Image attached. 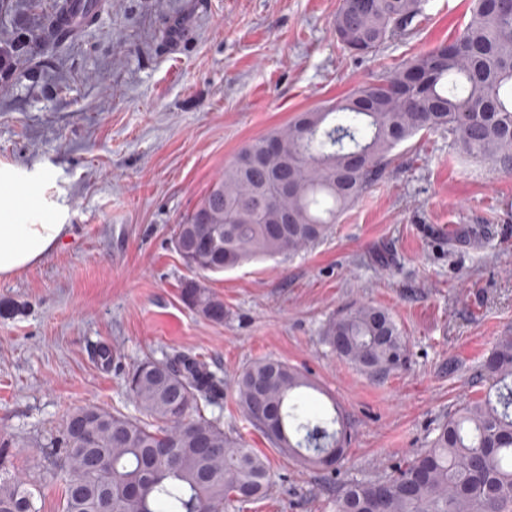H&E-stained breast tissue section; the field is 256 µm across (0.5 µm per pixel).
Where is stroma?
<instances>
[{"label":"stroma","instance_id":"1","mask_svg":"<svg viewBox=\"0 0 512 512\" xmlns=\"http://www.w3.org/2000/svg\"><path fill=\"white\" fill-rule=\"evenodd\" d=\"M340 3L107 0L52 50L38 33L55 0L0 8V41L26 45L0 73V177L43 197L0 199V222L70 227L0 279V470L35 482L39 512H62L66 413L138 417L125 377L148 357L206 360L224 391L205 415L268 458L269 495L224 512H336L345 484L388 475L484 394L476 371L512 334V168L467 157L446 132L398 146L331 235L294 257L198 276L173 249L176 224L245 144L453 40L470 18V0H428L420 31L362 56L337 41ZM194 277L223 300V322L182 303ZM358 304L394 317L405 367L371 377L322 342L326 321ZM264 358L306 373L313 404L341 411L352 440L334 477L281 455L241 412L233 380Z\"/></svg>","mask_w":512,"mask_h":512}]
</instances>
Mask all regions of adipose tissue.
I'll list each match as a JSON object with an SVG mask.
<instances>
[{
    "label": "adipose tissue",
    "mask_w": 512,
    "mask_h": 512,
    "mask_svg": "<svg viewBox=\"0 0 512 512\" xmlns=\"http://www.w3.org/2000/svg\"><path fill=\"white\" fill-rule=\"evenodd\" d=\"M68 230L65 224H0V278L40 262Z\"/></svg>",
    "instance_id": "ef3b65f1"
}]
</instances>
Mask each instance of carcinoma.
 I'll return each mask as SVG.
<instances>
[{"mask_svg": "<svg viewBox=\"0 0 512 512\" xmlns=\"http://www.w3.org/2000/svg\"><path fill=\"white\" fill-rule=\"evenodd\" d=\"M426 0H342L336 36L375 54L417 29ZM454 136L467 155L512 165V0H472L464 30L344 100L299 113L242 147L224 175L176 225L183 264L221 273L250 257L293 254L319 243L374 186L392 151L421 131ZM180 298L221 323L224 301L196 279ZM322 339L369 376L406 361L390 313L360 304L330 319ZM477 378L484 396L461 403L428 448L379 480L345 485L336 512H512V335L490 348ZM221 380L199 359H146L127 374L141 417L91 405L69 412L57 447L66 480L62 512H224L233 499L269 494L266 457L204 414ZM251 425L282 454L315 470L336 469L350 436L340 413L313 410L308 377L288 363L257 360L234 381ZM169 454L159 459L154 448ZM34 484L0 477V512H37Z\"/></svg>", "mask_w": 512, "mask_h": 512, "instance_id": "carcinoma-1", "label": "carcinoma"}]
</instances>
